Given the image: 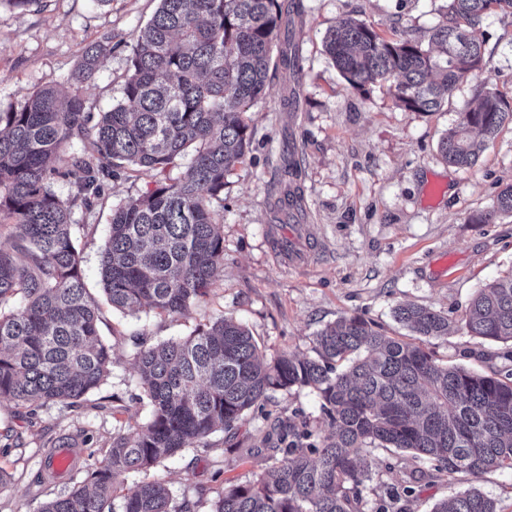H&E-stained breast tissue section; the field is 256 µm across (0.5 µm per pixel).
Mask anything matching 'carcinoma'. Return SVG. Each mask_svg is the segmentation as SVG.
<instances>
[{
	"mask_svg": "<svg viewBox=\"0 0 512 512\" xmlns=\"http://www.w3.org/2000/svg\"><path fill=\"white\" fill-rule=\"evenodd\" d=\"M512 0H448L430 43L387 40L348 18L323 46L355 88L390 84L395 101L437 112L456 84L482 66L473 31ZM296 0H159L132 47L122 102L93 117L78 91H33L0 110V219H10V246L0 245V402L35 411L74 406L99 389L112 348L99 333L101 309L86 287L72 214L103 200L104 182L130 171L153 172L146 193L112 209L100 251V280L117 310L181 315L207 294L224 265L216 216L224 177L251 146L245 114L269 87L273 47L295 70L291 14ZM112 50L105 34L83 52L65 84L94 79ZM512 124V107L495 92L477 97L448 129L440 149L449 165L469 168L479 157L476 132L489 140ZM83 151L60 166V149ZM193 150L187 175L167 176ZM76 187L63 200L50 182ZM412 337L384 336L358 316L316 334V356L283 352L267 360L242 324L220 319L188 337L136 353L147 422L133 426L101 457L90 452L83 484L44 502L39 512H106L131 471H148L191 442L232 430L271 389L310 388L332 434L279 427L275 465L246 484L224 488L210 512H366L360 486L373 452L396 448L438 475L475 478L512 470V369L482 375L441 364L427 351L448 336V317L406 303L395 310ZM467 333L512 343V273L479 288L465 313ZM120 512H188L175 507L164 481L122 495ZM431 512H497L473 488L437 502Z\"/></svg>",
	"mask_w": 512,
	"mask_h": 512,
	"instance_id": "carcinoma-1",
	"label": "carcinoma"
}]
</instances>
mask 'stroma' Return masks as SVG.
Returning a JSON list of instances; mask_svg holds the SVG:
<instances>
[{"label":"stroma","instance_id":"1","mask_svg":"<svg viewBox=\"0 0 512 512\" xmlns=\"http://www.w3.org/2000/svg\"><path fill=\"white\" fill-rule=\"evenodd\" d=\"M158 0H38L18 10L0 0V108L33 90L63 83L86 46L112 34V51L82 93L96 111L122 99L132 47ZM444 0H301L294 18L300 69L274 64L269 89L246 114L252 144L224 179V266L208 295L183 315L122 312L103 305L100 334L113 359L107 382L81 405L37 411L0 402V512H37L46 500L81 485L89 451L104 453L130 426L146 422L150 406L138 382L142 344L190 335L223 317L244 324L267 357L312 354L319 330L361 316L388 336L407 330L394 317L415 303L447 314V337L429 351L441 363L492 374L506 345L468 336L463 316L477 290L512 273V214H495L497 196L512 184V125L489 141L473 167L449 166L439 143L467 107L486 92L512 103V15L492 14L474 30L485 54L480 70L462 79L439 111L408 110L388 87L353 88L325 54L323 38L352 17L387 39L428 43ZM299 163L301 210L283 205V160ZM445 186L429 201V182ZM151 173H120L104 187L92 212L74 211L81 267L91 292L100 289L98 256L113 206L152 189ZM493 213L492 223L479 218ZM309 424L316 440L330 432L310 389L269 391L232 432L146 472L128 473L126 486L161 478L175 504L209 512L224 487L253 479L268 464L281 422ZM75 448L66 473L47 474L42 461L54 441ZM409 452L380 449L362 487L368 512H431L437 501L478 488L512 512V471L474 479L465 474L409 478Z\"/></svg>","mask_w":512,"mask_h":512}]
</instances>
